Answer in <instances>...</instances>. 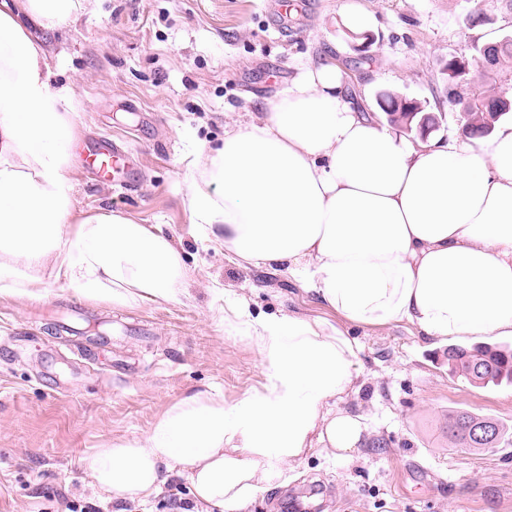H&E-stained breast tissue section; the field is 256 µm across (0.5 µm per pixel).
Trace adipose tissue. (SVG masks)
I'll use <instances>...</instances> for the list:
<instances>
[{"label":"adipose tissue","mask_w":512,"mask_h":512,"mask_svg":"<svg viewBox=\"0 0 512 512\" xmlns=\"http://www.w3.org/2000/svg\"><path fill=\"white\" fill-rule=\"evenodd\" d=\"M75 9L0 8V295L40 300L56 282L120 308L168 303L186 266L162 225L104 208L74 217L70 89L54 86L28 27L56 29ZM186 182L187 207L215 242L298 276L340 321L225 297V332L265 363L260 389L232 404L196 393L143 437L84 456L112 501H146L175 475L193 512H237L312 449L352 462L359 419L333 409L359 375L349 327L512 336V123L488 145L462 133L411 141L357 112L341 69L323 60L260 116L225 126Z\"/></svg>","instance_id":"adipose-tissue-1"}]
</instances>
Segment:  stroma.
I'll return each mask as SVG.
<instances>
[{"label":"stroma","instance_id":"obj_1","mask_svg":"<svg viewBox=\"0 0 512 512\" xmlns=\"http://www.w3.org/2000/svg\"><path fill=\"white\" fill-rule=\"evenodd\" d=\"M80 0L71 22L32 33L58 81L74 90L76 137L140 152L135 189L103 184L72 165L76 217L108 208L161 224L183 251L178 301L115 308L50 284L44 300L0 298V512H114L80 460L108 441L147 434L181 399L207 391L232 403L259 389L257 351L226 335L217 310L244 294L263 313L335 320L301 282L238 264L207 240L184 204L196 149L248 121L265 98L329 56L354 94L391 90L442 114L435 138L461 126L441 69L512 31V0H353L373 43L359 51L343 0ZM481 11L484 20L472 24ZM357 388L337 401L360 416L358 459L317 453L286 469L240 512H281L304 484L313 512H512V440L471 452L448 445V412L463 409L512 430V385L475 388L448 372L447 343L407 324L356 328ZM170 478L126 512H190Z\"/></svg>","mask_w":512,"mask_h":512}]
</instances>
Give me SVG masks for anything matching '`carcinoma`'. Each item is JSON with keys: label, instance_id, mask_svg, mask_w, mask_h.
<instances>
[{"label": "carcinoma", "instance_id": "cac0c4a2", "mask_svg": "<svg viewBox=\"0 0 512 512\" xmlns=\"http://www.w3.org/2000/svg\"><path fill=\"white\" fill-rule=\"evenodd\" d=\"M495 77L481 74L474 85V100L462 118V130L480 139H490L496 123L512 116V110L501 108L497 90L505 87L500 76L512 73V43L491 48ZM448 371L475 387L512 383V347L498 343H475L448 347ZM477 415L466 410L448 411V447L481 450L485 444L472 437L468 425Z\"/></svg>", "mask_w": 512, "mask_h": 512}]
</instances>
